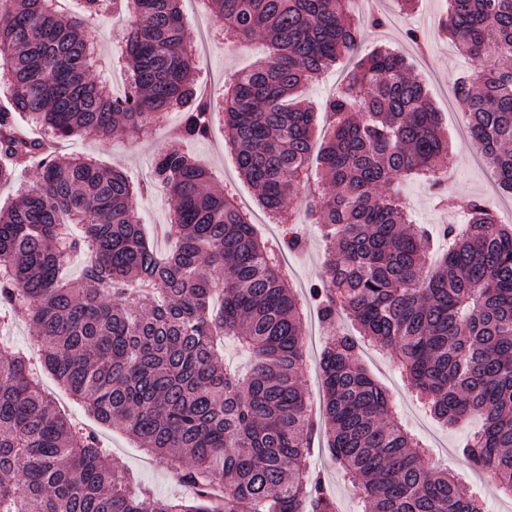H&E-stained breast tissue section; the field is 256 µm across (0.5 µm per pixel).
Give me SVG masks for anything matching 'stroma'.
Here are the masks:
<instances>
[{
	"label": "stroma",
	"mask_w": 512,
	"mask_h": 512,
	"mask_svg": "<svg viewBox=\"0 0 512 512\" xmlns=\"http://www.w3.org/2000/svg\"><path fill=\"white\" fill-rule=\"evenodd\" d=\"M447 5L448 0H416L412 7L406 8L400 0H378L374 5L369 4L368 0H356L354 11L359 19L365 20L372 15L385 20L380 27H363L360 50L367 53L387 46L406 58L426 84L451 140L452 180L448 185L449 195L481 198L499 223L512 224V194L501 191L490 169L475 157L471 140L461 132L460 117L448 103L449 90L456 77L468 69L469 63L458 56L441 31ZM183 12L186 41L195 52L199 83L202 89L210 90L214 101L220 104L224 100L225 75L245 69L260 59L263 43L256 39L240 51H227L223 40L214 38L207 41L203 38L212 25L207 10L198 8L192 0H185ZM129 30V18L121 17L105 19L102 24L84 33L96 56L91 67L92 78L106 84L116 94L122 91L125 84L123 60ZM412 31L419 34V41L409 39L408 34ZM352 66L351 60H341L318 80L301 86L298 91L299 99L318 111L315 141H322L327 131L325 116L320 109ZM180 119V113L173 112L165 125L138 129L109 140L91 135L78 136L62 141L59 152L67 157L96 159L104 166L120 170L132 186L138 187L148 179L154 154L169 147L171 133ZM193 152L209 170L213 184L234 190L248 205H255L254 189L237 174L228 145L224 112L220 108L213 116L210 135L206 140L194 144ZM402 192L415 223L429 225L436 231L453 223L452 214L436 206L426 184L410 182L403 185ZM135 215L143 226L147 242L157 251H165L163 229L170 222V203L165 194L155 191L137 196ZM297 231L301 243L289 252V274L296 289L306 291L321 278L329 257L326 243L316 227L301 224ZM363 364L374 378L387 387L393 403L399 404L400 414L408 429L427 449L426 462L430 468L461 478L465 492L481 496L488 512H512V498L497 493L488 478L481 472L471 470L460 454L461 441L468 431L476 430V423H469L464 429H450L432 419L425 413L409 382L380 345H372L371 353L364 357ZM42 382L58 409L73 423L96 429L101 446L111 452L116 465L133 471L155 493L190 496V488L173 478L166 459L141 451L120 427L97 428L85 406L77 403L50 374H43ZM324 446V437H316L312 456L314 467L324 478L339 512H359L350 490L330 464Z\"/></svg>",
	"instance_id": "obj_1"
}]
</instances>
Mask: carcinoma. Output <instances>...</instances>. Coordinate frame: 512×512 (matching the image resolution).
Masks as SVG:
<instances>
[{
	"mask_svg": "<svg viewBox=\"0 0 512 512\" xmlns=\"http://www.w3.org/2000/svg\"><path fill=\"white\" fill-rule=\"evenodd\" d=\"M81 19L53 0H0V184L39 160L37 185L0 208V323L26 314L42 368L101 424L118 425L166 458L193 497H159L112 464L92 432L75 429L44 394L24 352L0 342V512H337L309 463L315 433L363 512H484L456 476L435 473L386 391L360 360L389 350L432 418L482 427L460 453L512 497V225L484 200L445 195L451 148L425 86L403 55L377 49L347 72L314 148V110L295 91L354 52L348 0H206L217 32L259 36L266 55L224 85L237 172L257 204L295 225L288 199L318 151L306 217L329 239L330 262L310 289L327 337L323 401L308 414L302 296L251 217L183 145L206 139L216 105L195 93L180 0H112L133 16L127 91L90 78ZM448 38L472 70L455 82L473 144L512 193V0H448ZM182 113L178 146L154 155L150 182L171 199L173 249L158 255L134 212V189L92 159L42 153V141L103 140ZM421 181L464 213L448 249L428 262L433 233L408 217L400 182ZM77 280L61 277L75 256ZM251 358L224 368L218 341Z\"/></svg>",
	"mask_w": 512,
	"mask_h": 512,
	"instance_id": "obj_1",
	"label": "carcinoma"
}]
</instances>
